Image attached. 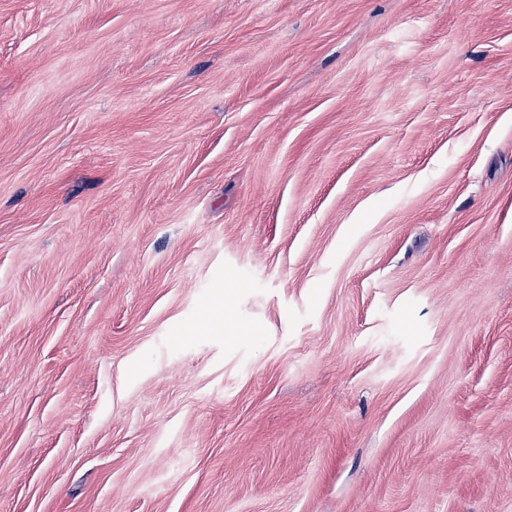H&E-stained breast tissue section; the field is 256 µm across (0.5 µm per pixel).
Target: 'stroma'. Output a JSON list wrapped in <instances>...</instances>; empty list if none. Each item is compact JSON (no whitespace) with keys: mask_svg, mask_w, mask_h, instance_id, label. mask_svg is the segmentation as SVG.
Instances as JSON below:
<instances>
[{"mask_svg":"<svg viewBox=\"0 0 512 512\" xmlns=\"http://www.w3.org/2000/svg\"><path fill=\"white\" fill-rule=\"evenodd\" d=\"M0 512H512V0H0Z\"/></svg>","mask_w":512,"mask_h":512,"instance_id":"1","label":"stroma"}]
</instances>
